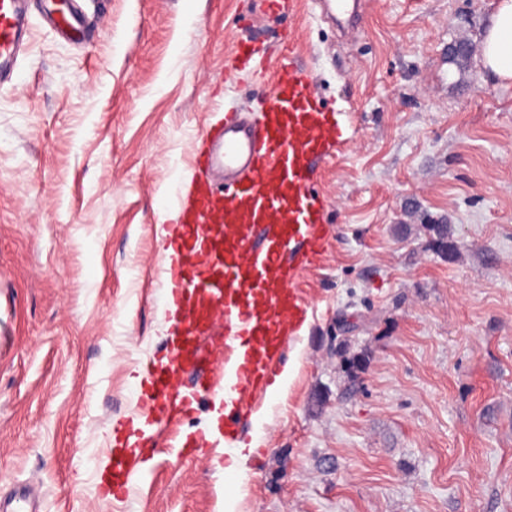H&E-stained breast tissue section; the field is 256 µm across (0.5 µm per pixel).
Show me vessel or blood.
I'll list each match as a JSON object with an SVG mask.
<instances>
[{"label":"vessel or blood","mask_w":512,"mask_h":512,"mask_svg":"<svg viewBox=\"0 0 512 512\" xmlns=\"http://www.w3.org/2000/svg\"><path fill=\"white\" fill-rule=\"evenodd\" d=\"M30 2L0 0V86L11 80L29 40ZM52 20L61 34L82 27L74 0H60ZM247 69L268 85L260 116L237 107L225 111L196 163L209 173L223 169L232 188L220 190L209 179L192 183L176 223L167 227L165 353L146 365L142 394L112 434V479L102 482V496L125 498L154 426L178 423L201 398H223L239 414L253 411L275 380L286 341L296 339L307 320L295 281L320 264L326 245L324 203L312 179L331 146L344 145L345 123L341 113L325 109L312 70L294 57L244 42L227 81ZM205 336L220 376L202 368ZM238 442L232 422L217 419L173 440L171 448L180 460Z\"/></svg>","instance_id":"b4317fda"}]
</instances>
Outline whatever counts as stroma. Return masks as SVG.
<instances>
[{"mask_svg":"<svg viewBox=\"0 0 512 512\" xmlns=\"http://www.w3.org/2000/svg\"><path fill=\"white\" fill-rule=\"evenodd\" d=\"M81 43L31 6L0 86V497L39 512H512V81L479 61L498 0H359L342 32L311 0H77ZM292 38L348 144L321 164L328 250L242 443L240 476L176 460L174 429L128 503L102 499L112 430L163 348L160 216L243 41ZM447 225L454 253L437 246Z\"/></svg>","mask_w":512,"mask_h":512,"instance_id":"stroma-1","label":"stroma"}]
</instances>
